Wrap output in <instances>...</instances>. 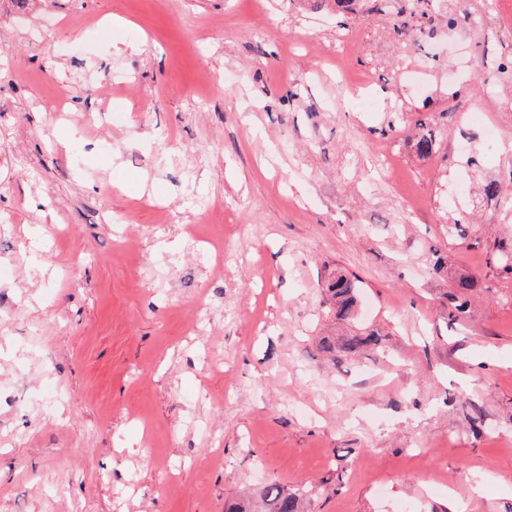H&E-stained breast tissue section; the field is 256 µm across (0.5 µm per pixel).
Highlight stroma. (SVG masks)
<instances>
[{"label":"stroma","instance_id":"1","mask_svg":"<svg viewBox=\"0 0 512 512\" xmlns=\"http://www.w3.org/2000/svg\"><path fill=\"white\" fill-rule=\"evenodd\" d=\"M362 7L0 0V512H512V0ZM325 304L329 311L340 320H353L357 316L359 288L355 281L346 274L336 275L329 280L324 289ZM455 292L451 295L448 305V319L456 321L460 315L465 312L467 298L473 288H477V281L471 276H461L455 282ZM224 512H305L302 497L279 485L265 486L259 497L224 504Z\"/></svg>","mask_w":512,"mask_h":512}]
</instances>
